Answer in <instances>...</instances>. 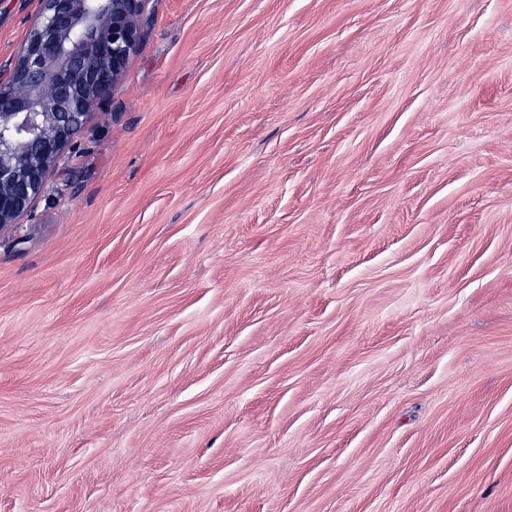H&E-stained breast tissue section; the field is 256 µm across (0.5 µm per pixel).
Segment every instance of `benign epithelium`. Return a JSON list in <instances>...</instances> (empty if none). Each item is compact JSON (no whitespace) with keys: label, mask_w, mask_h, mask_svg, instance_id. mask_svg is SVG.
<instances>
[{"label":"benign epithelium","mask_w":512,"mask_h":512,"mask_svg":"<svg viewBox=\"0 0 512 512\" xmlns=\"http://www.w3.org/2000/svg\"><path fill=\"white\" fill-rule=\"evenodd\" d=\"M147 0H43L40 22L0 82V231L26 213L46 175L136 50Z\"/></svg>","instance_id":"obj_1"}]
</instances>
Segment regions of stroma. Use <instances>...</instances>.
<instances>
[{
	"label": "stroma",
	"mask_w": 512,
	"mask_h": 512,
	"mask_svg": "<svg viewBox=\"0 0 512 512\" xmlns=\"http://www.w3.org/2000/svg\"><path fill=\"white\" fill-rule=\"evenodd\" d=\"M0 512H512V0H148L0 233Z\"/></svg>",
	"instance_id": "35a3bbf8"
}]
</instances>
